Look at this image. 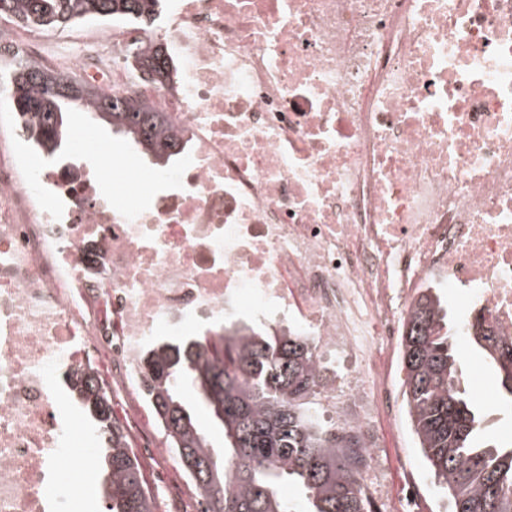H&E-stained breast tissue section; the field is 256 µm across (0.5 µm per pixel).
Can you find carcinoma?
<instances>
[{"instance_id":"cac0c4a2","label":"carcinoma","mask_w":512,"mask_h":512,"mask_svg":"<svg viewBox=\"0 0 512 512\" xmlns=\"http://www.w3.org/2000/svg\"><path fill=\"white\" fill-rule=\"evenodd\" d=\"M160 6L161 0H0V14L44 30L93 16L124 19L147 31ZM136 64L159 85L173 81V54L155 40L137 54ZM61 78L82 84L22 62L8 85L12 112L41 156L63 153L67 115L74 110L122 133L157 164L184 150L181 131L148 100L93 87L72 101L55 86ZM453 338L441 297L423 289L400 341L412 432L451 512H512V440L488 438L479 406L461 387ZM470 340L497 375V398L512 403V349L484 329ZM144 363L139 389L208 504L204 512H291L279 494L285 482L299 488L304 512H369L356 456L318 429L311 412L318 381L307 338L226 327L159 344ZM185 385L222 432L224 447L200 428L181 396ZM69 390L100 442L107 512H154L108 391L92 374L71 380Z\"/></svg>"}]
</instances>
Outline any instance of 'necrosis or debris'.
<instances>
[{
  "label": "necrosis or debris",
  "instance_id": "necrosis-or-debris-1",
  "mask_svg": "<svg viewBox=\"0 0 512 512\" xmlns=\"http://www.w3.org/2000/svg\"><path fill=\"white\" fill-rule=\"evenodd\" d=\"M163 32L173 86L126 25L64 65L185 132L146 197L88 166L33 179L0 126V512H78L95 448L62 384L102 352L134 385L158 339L292 328L322 423L370 468L415 293L462 299L460 335L480 316L512 338V0H180ZM20 55L62 66L42 31L0 30V60Z\"/></svg>",
  "mask_w": 512,
  "mask_h": 512
}]
</instances>
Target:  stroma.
Here are the masks:
<instances>
[{
    "label": "stroma",
    "mask_w": 512,
    "mask_h": 512,
    "mask_svg": "<svg viewBox=\"0 0 512 512\" xmlns=\"http://www.w3.org/2000/svg\"><path fill=\"white\" fill-rule=\"evenodd\" d=\"M67 130L66 155L75 163H82L81 152L87 145L95 146L104 191H112L117 186L131 193L148 189L153 165L111 127L85 113L73 112L68 117ZM457 351L462 362L461 384L481 401L487 435L496 442L512 440V406L496 400L495 372L473 354L468 337H458ZM385 366L397 404L395 420L383 434L388 444L383 451L386 487L398 495L405 491L408 483H415L418 512H450L449 500L438 490L425 467L410 427L399 350L389 352ZM110 394L113 413L123 426L141 466L154 512H199L200 497L196 487L168 447L167 438L140 391L116 384Z\"/></svg>",
    "instance_id": "obj_1"
}]
</instances>
